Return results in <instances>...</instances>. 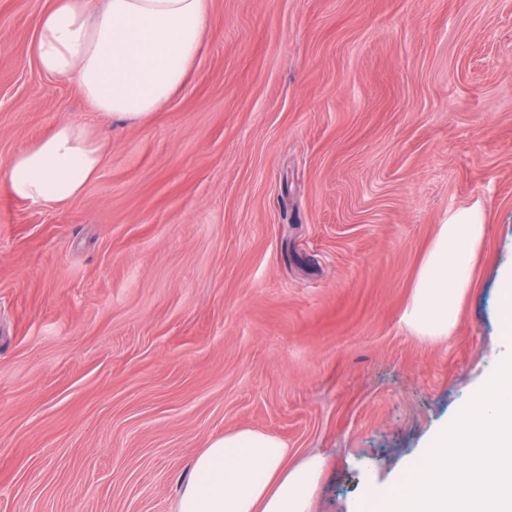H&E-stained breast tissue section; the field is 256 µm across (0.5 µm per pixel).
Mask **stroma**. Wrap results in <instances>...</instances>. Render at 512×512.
<instances>
[{"label": "stroma", "mask_w": 512, "mask_h": 512, "mask_svg": "<svg viewBox=\"0 0 512 512\" xmlns=\"http://www.w3.org/2000/svg\"><path fill=\"white\" fill-rule=\"evenodd\" d=\"M0 0V167L64 120L106 142L63 205L0 179V512H175L224 432L326 461L352 512L452 425L512 265V0H211L144 123L92 111ZM485 235L448 335L404 322L451 211Z\"/></svg>", "instance_id": "obj_1"}]
</instances>
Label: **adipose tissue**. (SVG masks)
<instances>
[{"mask_svg": "<svg viewBox=\"0 0 512 512\" xmlns=\"http://www.w3.org/2000/svg\"><path fill=\"white\" fill-rule=\"evenodd\" d=\"M210 0H51L34 44L42 71L77 78L96 112L148 121L186 81L210 29ZM104 146L87 124L66 121L0 170L12 194L66 203L101 171ZM477 205L449 212L421 267L405 319L441 337L469 284L484 235ZM323 472L312 456L292 465L288 446L249 429L211 441L193 461L176 512H311Z\"/></svg>", "mask_w": 512, "mask_h": 512, "instance_id": "obj_1", "label": "adipose tissue"}]
</instances>
